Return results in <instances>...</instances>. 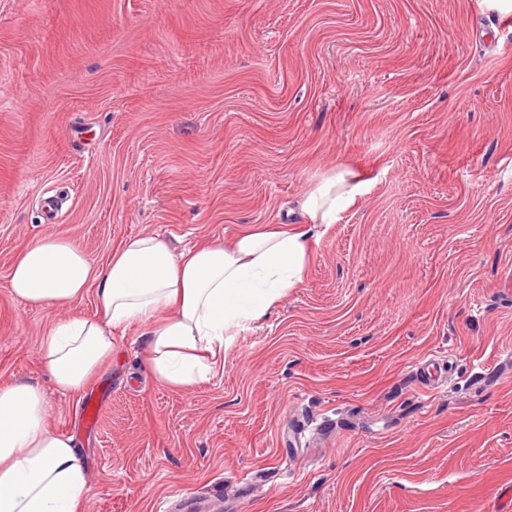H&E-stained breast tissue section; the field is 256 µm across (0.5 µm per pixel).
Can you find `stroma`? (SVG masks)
Listing matches in <instances>:
<instances>
[{"label": "stroma", "mask_w": 512, "mask_h": 512, "mask_svg": "<svg viewBox=\"0 0 512 512\" xmlns=\"http://www.w3.org/2000/svg\"><path fill=\"white\" fill-rule=\"evenodd\" d=\"M344 168L362 195L223 372L164 386L130 326L82 427L39 346L95 296L16 300L18 253L54 231L102 264L138 234L299 225ZM510 269L512 8L0 0V384L45 391L84 512H512ZM433 357L452 367L429 388Z\"/></svg>", "instance_id": "1"}]
</instances>
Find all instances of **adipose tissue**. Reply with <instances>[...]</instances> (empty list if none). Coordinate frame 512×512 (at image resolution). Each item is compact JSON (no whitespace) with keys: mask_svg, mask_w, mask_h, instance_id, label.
Here are the masks:
<instances>
[{"mask_svg":"<svg viewBox=\"0 0 512 512\" xmlns=\"http://www.w3.org/2000/svg\"><path fill=\"white\" fill-rule=\"evenodd\" d=\"M361 191L358 176L340 170L296 201L305 228L252 226L179 252L143 234L124 240L103 265L48 233L13 260L11 293L32 306L68 307L95 287L94 318L58 321L41 340V359L61 391L82 390L111 359L113 332L134 324L144 330L154 377L187 388L222 370L227 336L301 282L311 253L307 225L330 228ZM87 494L81 454L72 437L49 426L43 390L1 386L0 512H82Z\"/></svg>","mask_w":512,"mask_h":512,"instance_id":"adipose-tissue-1","label":"adipose tissue"}]
</instances>
